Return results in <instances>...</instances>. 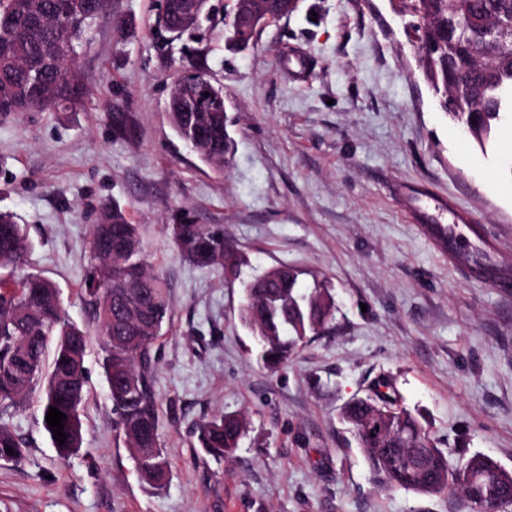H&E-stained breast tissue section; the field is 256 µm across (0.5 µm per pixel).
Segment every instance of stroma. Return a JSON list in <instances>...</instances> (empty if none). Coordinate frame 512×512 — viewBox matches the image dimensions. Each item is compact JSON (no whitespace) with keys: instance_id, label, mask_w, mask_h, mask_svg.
<instances>
[{"instance_id":"1","label":"stroma","mask_w":512,"mask_h":512,"mask_svg":"<svg viewBox=\"0 0 512 512\" xmlns=\"http://www.w3.org/2000/svg\"><path fill=\"white\" fill-rule=\"evenodd\" d=\"M211 3L200 37L234 141L223 172L168 121L169 86L192 60L160 35L159 0H110L79 52L83 110L0 114V212L25 229L22 270L56 285L88 339L76 452L60 458L38 396L0 413L26 448L0 460V512H468L456 494L379 488L339 412L389 381L449 463L485 455L512 471V297L468 281L410 218L451 200L512 265V132L482 149L439 109L389 0H300L245 50L224 26L236 0ZM104 204L138 225L170 292L159 492L112 428L82 290ZM183 223L223 227L253 268L326 280L335 322L265 366L239 320L242 286L177 254ZM221 414L246 431L216 460L194 431Z\"/></svg>"}]
</instances>
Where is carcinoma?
<instances>
[{
    "label": "carcinoma",
    "mask_w": 512,
    "mask_h": 512,
    "mask_svg": "<svg viewBox=\"0 0 512 512\" xmlns=\"http://www.w3.org/2000/svg\"><path fill=\"white\" fill-rule=\"evenodd\" d=\"M392 10L407 19L419 69L439 107L483 146L498 131L512 127V0H395ZM99 0H0V113L23 101L40 102L37 111L75 112L85 90L71 81L78 48L98 21ZM191 96L168 98L175 111L169 122L176 134L198 147L199 158L216 170L232 151L221 99L208 112H196ZM178 254L191 264L224 270L234 282L247 260L221 229L202 224L173 225ZM90 249L95 264L85 280V295L103 336V368L112 384L114 428L123 437L141 479L152 489L167 484L168 463L160 448L154 391L155 344L169 320L168 289L145 258L137 225L120 207L101 210L92 225ZM27 251V238L11 215L0 212V411L16 409L41 392L42 415L55 407L66 415L64 444L52 442L60 457L81 447L79 407L84 398L86 332L66 320L59 290L38 274L15 277ZM245 298L239 319L261 346V360L275 368L335 319L336 305L326 282L304 288L300 272L288 266L254 271L242 281ZM50 364H45L49 342ZM391 410L388 432L380 440L362 439L369 404ZM343 419L382 488L421 494L457 491L472 498L493 491L512 498V472H499L483 456L452 466L434 446L420 422L395 396L373 394L344 406ZM243 422L219 415L196 427L199 447L218 459L234 452ZM12 449L13 453L6 452ZM24 444L0 423V459L19 462ZM488 483L466 485L473 468Z\"/></svg>",
    "instance_id": "obj_1"
}]
</instances>
